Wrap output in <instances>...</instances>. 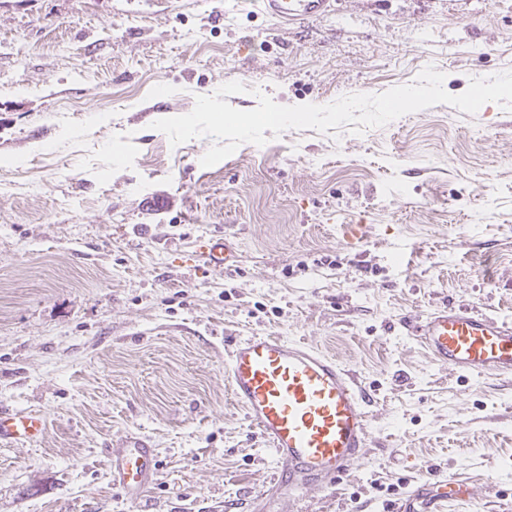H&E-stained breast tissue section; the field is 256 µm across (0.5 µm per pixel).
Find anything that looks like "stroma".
Masks as SVG:
<instances>
[{"label": "stroma", "instance_id": "stroma-1", "mask_svg": "<svg viewBox=\"0 0 512 512\" xmlns=\"http://www.w3.org/2000/svg\"><path fill=\"white\" fill-rule=\"evenodd\" d=\"M429 65L454 95L512 70V0H336L285 33L261 0H0V409L47 420L0 445V512H259L276 459L224 376L225 337L256 333L370 395L348 477L282 512H391L449 471L470 480L449 512H512V383L404 327L446 302L512 322V111L290 129L211 167L210 138L152 127L230 81L241 110L326 105ZM213 234L232 267L200 266ZM130 432L158 459L138 500L110 473Z\"/></svg>", "mask_w": 512, "mask_h": 512}]
</instances>
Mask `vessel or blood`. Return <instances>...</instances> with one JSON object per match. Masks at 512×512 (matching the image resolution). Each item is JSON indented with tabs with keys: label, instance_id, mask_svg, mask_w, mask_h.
<instances>
[{
	"label": "vessel or blood",
	"instance_id": "obj_1",
	"mask_svg": "<svg viewBox=\"0 0 512 512\" xmlns=\"http://www.w3.org/2000/svg\"><path fill=\"white\" fill-rule=\"evenodd\" d=\"M281 24L300 23L333 11L336 0H264ZM199 262L227 267L235 254L224 236L200 242ZM408 330L440 366L461 376L493 374L512 381V324L475 309L446 303L409 324ZM225 378L233 402L272 449L277 462L266 512L282 498L311 489H335L366 446V395L350 369L302 341L268 334L242 336L229 346ZM46 430L42 415L0 411V444H22ZM158 466L153 445L130 434L113 442L112 483L132 500L153 483ZM457 474L418 478L394 512H447L450 501L469 495Z\"/></svg>",
	"mask_w": 512,
	"mask_h": 512
}]
</instances>
